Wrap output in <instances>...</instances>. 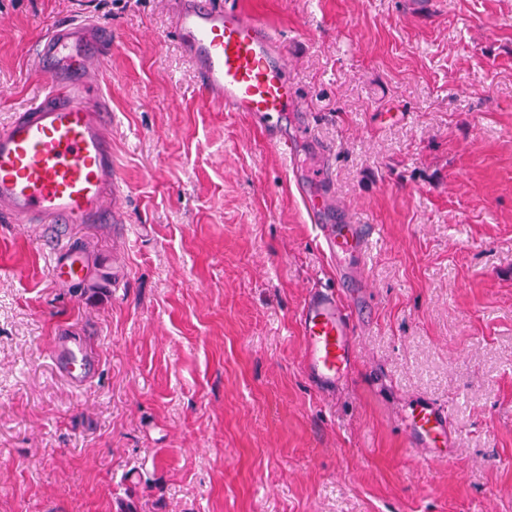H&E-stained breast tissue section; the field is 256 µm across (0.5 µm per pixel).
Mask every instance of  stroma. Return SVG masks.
Here are the masks:
<instances>
[{
    "label": "stroma",
    "instance_id": "obj_1",
    "mask_svg": "<svg viewBox=\"0 0 512 512\" xmlns=\"http://www.w3.org/2000/svg\"><path fill=\"white\" fill-rule=\"evenodd\" d=\"M241 2L312 116L290 157L203 98L168 0H0V126L48 24L111 25L129 214L122 236L0 221V512H512V0ZM318 143L381 228L327 395L297 323L336 284L293 175ZM64 327L98 361L81 391L51 361ZM417 401L451 417L439 462L405 445ZM52 263L53 275L61 283L81 280L87 268L83 252L70 246L58 248L53 254Z\"/></svg>",
    "mask_w": 512,
    "mask_h": 512
}]
</instances>
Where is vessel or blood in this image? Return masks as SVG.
<instances>
[{
    "label": "vessel or blood",
    "instance_id": "obj_1",
    "mask_svg": "<svg viewBox=\"0 0 512 512\" xmlns=\"http://www.w3.org/2000/svg\"><path fill=\"white\" fill-rule=\"evenodd\" d=\"M172 34L192 61L199 90L227 112L248 113L277 150L292 151L311 126L297 111L285 47L263 19L237 0H175ZM112 29L91 17L47 26L36 44L33 101L0 126V217L13 224H119L124 188L112 161V110L99 77L110 59ZM323 163L299 191L308 218L336 269L339 289L358 288L377 232L334 203L332 150L320 146ZM82 251L54 252L59 282L82 279ZM337 291L311 293L298 317L308 377L331 390L351 366L359 318ZM58 375L76 389L93 379L97 363L85 337L61 331L52 349ZM453 437L447 410L415 407L407 420V447L440 461L439 447Z\"/></svg>",
    "mask_w": 512,
    "mask_h": 512
}]
</instances>
